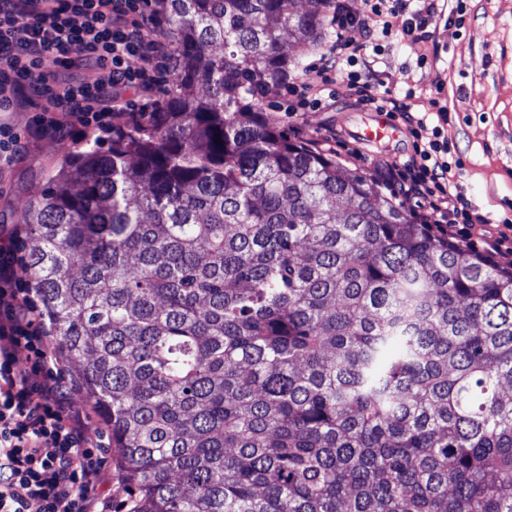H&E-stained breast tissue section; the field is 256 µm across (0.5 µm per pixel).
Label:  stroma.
Returning <instances> with one entry per match:
<instances>
[{
	"mask_svg": "<svg viewBox=\"0 0 512 512\" xmlns=\"http://www.w3.org/2000/svg\"><path fill=\"white\" fill-rule=\"evenodd\" d=\"M464 25L436 19L423 37L406 35L401 23L387 34L367 38L353 30L360 44L356 68L374 91H390L403 107L394 112L398 137L379 143L358 140L363 121L374 108H354L337 101L335 110L304 112L300 140L313 150L336 157L352 173H374L380 163L406 160L412 153L407 130L410 117L422 112L448 113V139L461 163L459 185L465 205L475 217L470 247L479 251L487 224L512 220V0H465ZM426 65H419V57ZM414 98H406L407 89ZM44 113L41 102L15 105L0 112V123L11 127L25 145L15 163L0 170V235L19 231L28 237L19 216L38 199L61 156L85 141L104 137V130L49 132L30 136ZM55 378L65 386L73 407L85 414L83 435L101 462L98 494L112 512H124L128 497L109 431L79 382L75 365L59 364Z\"/></svg>",
	"mask_w": 512,
	"mask_h": 512,
	"instance_id": "1",
	"label": "stroma"
}]
</instances>
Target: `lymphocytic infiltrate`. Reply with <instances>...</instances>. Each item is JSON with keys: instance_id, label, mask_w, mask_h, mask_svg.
<instances>
[{"instance_id": "obj_1", "label": "lymphocytic infiltrate", "mask_w": 512, "mask_h": 512, "mask_svg": "<svg viewBox=\"0 0 512 512\" xmlns=\"http://www.w3.org/2000/svg\"><path fill=\"white\" fill-rule=\"evenodd\" d=\"M365 14L353 13L337 0L332 21L336 38L321 54L316 69L323 86H337L341 97L360 106L384 110L388 96H370L349 66L358 47L349 32H387L394 18L406 31L424 30L434 6L407 13V0H364ZM169 41L148 9V0H0V109L40 99L47 112L67 113L85 128L110 126L131 112H145L161 74L169 68ZM87 77L56 81L46 62ZM106 70L107 81L90 77ZM447 112L411 121L413 153L402 163L379 168L386 188L422 199L421 219L448 225L467 239L472 216L463 204L458 170L448 159L442 137ZM14 242L0 243V512H95L94 482L100 467L82 434V417L68 394L49 379L54 372L52 349L34 325L21 286ZM47 374L33 384L36 373Z\"/></svg>"}]
</instances>
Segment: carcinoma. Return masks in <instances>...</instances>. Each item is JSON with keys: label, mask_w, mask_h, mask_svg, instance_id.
I'll return each mask as SVG.
<instances>
[{"label": "carcinoma", "mask_w": 512, "mask_h": 512, "mask_svg": "<svg viewBox=\"0 0 512 512\" xmlns=\"http://www.w3.org/2000/svg\"><path fill=\"white\" fill-rule=\"evenodd\" d=\"M156 2L162 111L20 217L131 512H512V270L259 109L333 0Z\"/></svg>", "instance_id": "obj_1"}]
</instances>
